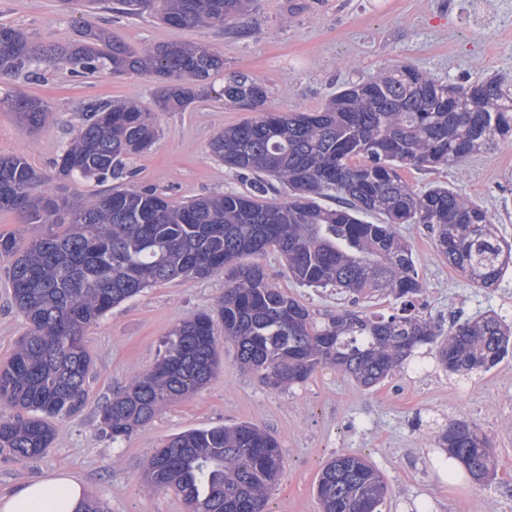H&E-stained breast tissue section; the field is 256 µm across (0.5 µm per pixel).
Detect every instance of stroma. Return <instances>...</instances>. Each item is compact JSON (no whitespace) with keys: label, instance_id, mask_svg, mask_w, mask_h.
<instances>
[{"label":"stroma","instance_id":"35a3bbf8","mask_svg":"<svg viewBox=\"0 0 512 512\" xmlns=\"http://www.w3.org/2000/svg\"><path fill=\"white\" fill-rule=\"evenodd\" d=\"M483 18L470 17L467 0H254L233 29H176L150 14L112 16L110 27L132 49L167 42H206L224 56L215 89L184 112H159V135L128 166L137 184L177 200L236 192L252 194V176L229 170L209 155V142L224 127L252 115L226 106L218 90L227 75L263 80L269 105L279 112H310L344 83L361 81L379 68L406 62L448 83L512 76V0H486ZM84 20L62 0H0V24L19 27L36 40L65 42ZM155 84L140 74H95L73 80L48 68L43 77L0 76V98L36 95L52 112L49 123L29 134L12 113L0 110V153L24 154L53 180L63 197L91 200L102 184L54 179V162L73 137L81 108L91 100L132 98L153 107ZM402 176L415 191L444 185L483 205L501 238L512 243V143L461 164L416 170ZM395 230L413 253L423 284L421 316L441 330L485 312L512 325V272L493 288H480L437 253L431 229L399 224ZM271 281L327 318L343 310L392 312L384 296L351 301L332 289L294 282L276 251L260 259ZM224 278L175 279L159 283L112 309L85 335L95 367L82 412L56 419L47 453L20 460L0 452V495L21 483L61 471L75 475L88 497L108 512H186L173 492L148 486L146 464L168 438L191 429L250 424L275 436L283 469L269 499L273 512H321L316 495L325 463L341 454L366 457L390 493L381 512H512V355L471 378L448 375L429 346L417 349L405 371L365 388L336 368H318L304 383L284 390L266 387L237 361L231 346L211 381L193 395L164 406L129 439L112 443L99 430V411L113 394L150 369L162 340L183 320L215 312ZM24 317L11 303L6 263L0 262V363L25 332ZM475 423L489 441L494 474L441 477L436 466L439 431L450 422Z\"/></svg>","mask_w":512,"mask_h":512}]
</instances>
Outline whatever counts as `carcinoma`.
Masks as SVG:
<instances>
[{
	"label": "carcinoma",
	"mask_w": 512,
	"mask_h": 512,
	"mask_svg": "<svg viewBox=\"0 0 512 512\" xmlns=\"http://www.w3.org/2000/svg\"><path fill=\"white\" fill-rule=\"evenodd\" d=\"M251 0H90L103 12L140 16L146 8L178 28H228ZM61 66L79 81L98 72L154 79L160 112H184L213 90L224 56L203 43L129 48L105 28L83 22L64 44L38 43L21 28L0 24V75ZM224 103L258 116L218 131L210 154L256 176L257 194L224 193L184 202L132 183L126 161L154 144L152 110L134 99L90 100L80 126L55 162L60 179L125 180L91 202L53 194L21 154L0 155V211L25 224H63L28 240L0 234V259L16 309L28 330L0 365V405L28 417L0 416V447L34 459L51 447L53 419L80 412L93 360L85 330L145 288L177 277L224 274L216 315L199 313L174 327L164 354L135 383L101 408L112 442L126 439L165 405L204 387L222 358L218 331L240 364L273 387L305 382L330 365L358 385L374 387L415 350L436 345L442 368L454 374L487 372L512 351V327L493 313L455 325L443 335L416 313L422 282L397 224L430 225L448 265L481 288L494 287L512 268V246L491 214L447 187L415 192L404 168L462 162L512 142V82L490 79L448 84L408 64L391 65L348 82L315 112L268 113L269 90L259 79L224 80ZM28 132L49 120L34 95L0 101ZM287 190L269 204L258 195L267 179ZM331 198L333 207L321 200ZM273 249L302 287L393 297L396 312L345 310L321 322L296 298L276 288L265 268L244 263ZM471 478L493 474L486 436L456 420L438 436ZM358 456L340 454L317 485L322 512H379L388 493L382 474ZM283 468L278 440L250 425L193 429L167 439L150 457L146 478L172 491L191 512H269L271 487Z\"/></svg>",
	"instance_id": "1"
}]
</instances>
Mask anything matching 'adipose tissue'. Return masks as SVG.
Here are the masks:
<instances>
[{
  "label": "adipose tissue",
  "instance_id": "ef3b65f1",
  "mask_svg": "<svg viewBox=\"0 0 512 512\" xmlns=\"http://www.w3.org/2000/svg\"><path fill=\"white\" fill-rule=\"evenodd\" d=\"M86 500L81 483L60 473L25 482L0 496V512H80Z\"/></svg>",
  "mask_w": 512,
  "mask_h": 512
}]
</instances>
